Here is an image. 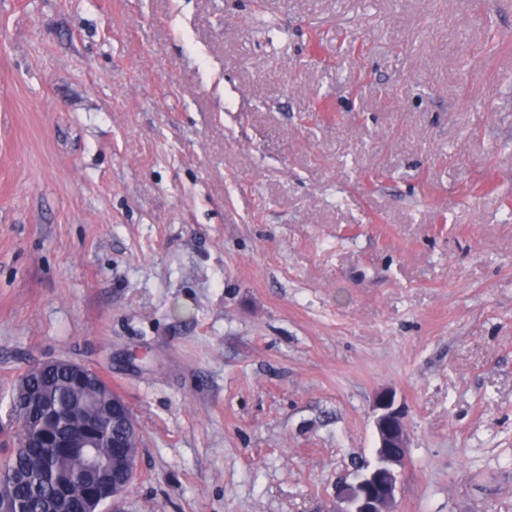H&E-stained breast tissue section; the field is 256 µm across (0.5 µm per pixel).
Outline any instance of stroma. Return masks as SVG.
<instances>
[{
    "mask_svg": "<svg viewBox=\"0 0 512 512\" xmlns=\"http://www.w3.org/2000/svg\"><path fill=\"white\" fill-rule=\"evenodd\" d=\"M123 512H512V0H0V454L53 358ZM37 366L40 367H65L69 369L71 377L79 384H106L112 388V385L95 369L84 364L72 362L65 359H56L48 361ZM377 446L376 462L359 474L351 483H345L336 495V504L326 506V512H394L401 469L406 452L398 455L389 448H407L408 433L405 412L396 403L395 395L384 392L374 402Z\"/></svg>",
    "mask_w": 512,
    "mask_h": 512,
    "instance_id": "35a3bbf8",
    "label": "stroma"
}]
</instances>
